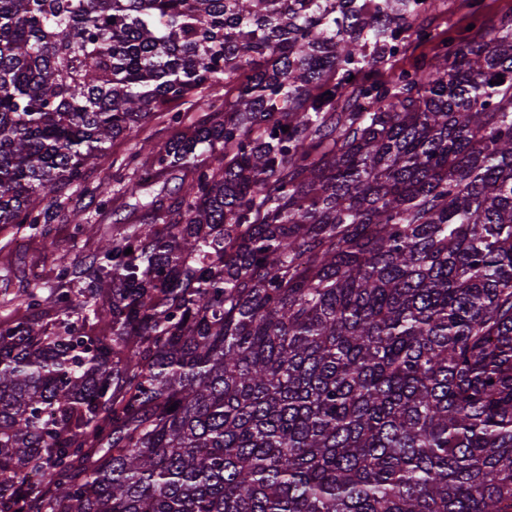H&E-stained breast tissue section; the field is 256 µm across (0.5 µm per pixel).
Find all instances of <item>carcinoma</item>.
Segmentation results:
<instances>
[{"instance_id": "obj_1", "label": "carcinoma", "mask_w": 512, "mask_h": 512, "mask_svg": "<svg viewBox=\"0 0 512 512\" xmlns=\"http://www.w3.org/2000/svg\"><path fill=\"white\" fill-rule=\"evenodd\" d=\"M417 2L0 0V230L97 239L3 299L0 512H512V13L396 70ZM173 133V130L160 119H155L144 126L140 131H133L129 136L122 140L115 142L114 146L110 148L109 154L112 156V151L116 153H124L131 148L136 142L144 138H151L153 141H166Z\"/></svg>"}]
</instances>
